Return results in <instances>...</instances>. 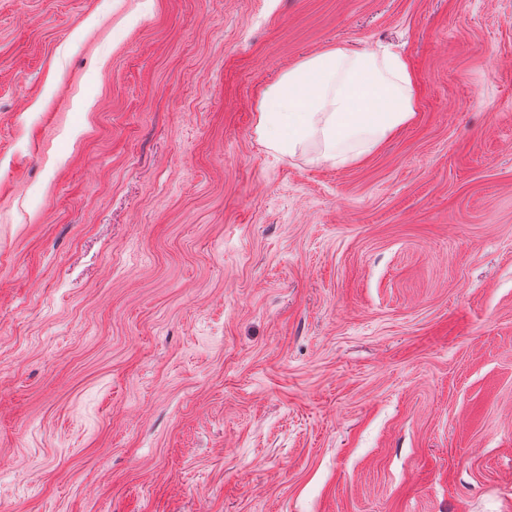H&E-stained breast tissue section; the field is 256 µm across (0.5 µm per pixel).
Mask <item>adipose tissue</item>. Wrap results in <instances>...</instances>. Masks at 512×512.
<instances>
[{
	"instance_id": "obj_1",
	"label": "adipose tissue",
	"mask_w": 512,
	"mask_h": 512,
	"mask_svg": "<svg viewBox=\"0 0 512 512\" xmlns=\"http://www.w3.org/2000/svg\"><path fill=\"white\" fill-rule=\"evenodd\" d=\"M407 62L389 48L333 47L297 63L262 94L256 132L292 155L317 140L344 164L370 153L416 112Z\"/></svg>"
}]
</instances>
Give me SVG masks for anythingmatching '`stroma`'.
<instances>
[{"label":"stroma","instance_id":"35a3bbf8","mask_svg":"<svg viewBox=\"0 0 512 512\" xmlns=\"http://www.w3.org/2000/svg\"><path fill=\"white\" fill-rule=\"evenodd\" d=\"M379 45L410 123L259 141ZM0 512H512V0H0ZM407 62L387 47H333L297 63L261 96L256 133L293 155L318 140L322 157L344 164L370 153L416 112Z\"/></svg>","mask_w":512,"mask_h":512}]
</instances>
